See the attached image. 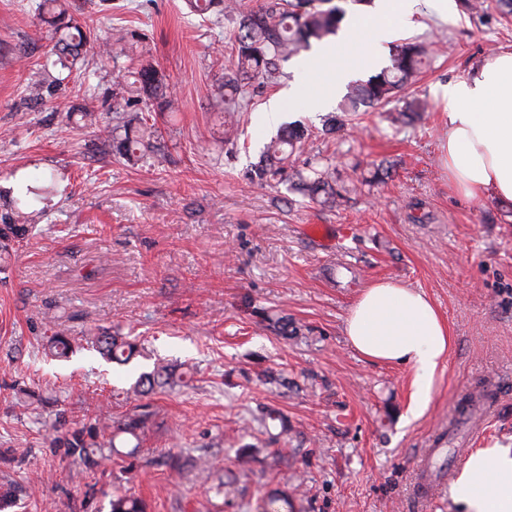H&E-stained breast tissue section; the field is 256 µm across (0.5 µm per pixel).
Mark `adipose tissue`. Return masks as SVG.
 Instances as JSON below:
<instances>
[{"mask_svg":"<svg viewBox=\"0 0 512 512\" xmlns=\"http://www.w3.org/2000/svg\"><path fill=\"white\" fill-rule=\"evenodd\" d=\"M419 0H375L372 14L351 17L336 41L321 44L297 65L298 85H307L313 66L332 78L305 104L320 108L335 97L352 66H370L377 52L398 39L393 15L413 16ZM448 116L443 162L448 181L466 198L493 196L512 201V52L490 57L466 79L442 89ZM349 345L366 359L409 366L413 393L409 412L426 409L435 375L451 349L446 320L418 288L379 280L363 288L344 322ZM460 512H512V448H478L468 456L452 483Z\"/></svg>","mask_w":512,"mask_h":512,"instance_id":"ef3b65f1","label":"adipose tissue"}]
</instances>
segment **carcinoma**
Masks as SVG:
<instances>
[{"mask_svg": "<svg viewBox=\"0 0 512 512\" xmlns=\"http://www.w3.org/2000/svg\"><path fill=\"white\" fill-rule=\"evenodd\" d=\"M189 7L198 15L207 17L224 6V0H188ZM70 0H38L37 18L58 35L51 51L44 55L41 67L44 71L58 70V76L46 88L35 86L29 89V96L43 99V91H51L64 82L73 80L82 51L95 50L102 58L112 57V43L101 39L91 29L78 22L72 11ZM346 14L343 7L333 0H266L256 12L249 13L239 21L236 35V55L231 74L225 87L235 94L242 87L260 75H271L277 69V61L288 58L292 53L313 42H322L336 34L339 23ZM128 47L125 50L129 60L138 59L139 67L129 72L133 81L129 86L115 83L112 90V105L108 110L118 113L126 111L125 120L120 126H111L100 121L97 113L88 109L80 112V120L97 125L104 134V141L112 146V153L130 162L153 158L163 154L161 133L156 127L155 118L150 112L138 111L141 104L153 110L165 112L172 108L173 101L166 91V76L151 62L142 59L139 50L141 36L130 31L124 36ZM426 47L419 42H404L393 47L390 64L365 81L349 84L346 94L338 105L339 112H357L360 107H376L390 103L398 93L412 83L420 73ZM424 99L412 98L404 102L399 113L401 118L420 116L426 111ZM307 136L300 127L283 128L273 136L263 149L261 164L253 169L254 179L260 185L280 180L287 175L290 158L299 150ZM301 189L313 199L329 208L336 206L341 193L329 170L313 167L309 173L300 176ZM33 203H15L13 207L0 212V250L10 257L11 243H20L29 238L34 229L30 223ZM101 355L112 363L124 365L129 362L137 344L129 337L110 331H102L87 338ZM51 356L67 359L73 353L72 344L58 336L48 341ZM178 378L175 371L158 365L153 371L142 374L130 387L138 396L155 389L172 387ZM150 417L146 407L127 414L117 427V433L138 437ZM68 452L84 459L89 468L99 466L102 460L112 461V456L104 454V447H114V439L107 443H86L82 435L75 431L66 442ZM111 512H145L144 503L133 496L117 495L112 498ZM264 512H292L288 495L272 493L265 501Z\"/></svg>", "mask_w": 512, "mask_h": 512, "instance_id": "obj_1", "label": "carcinoma"}]
</instances>
